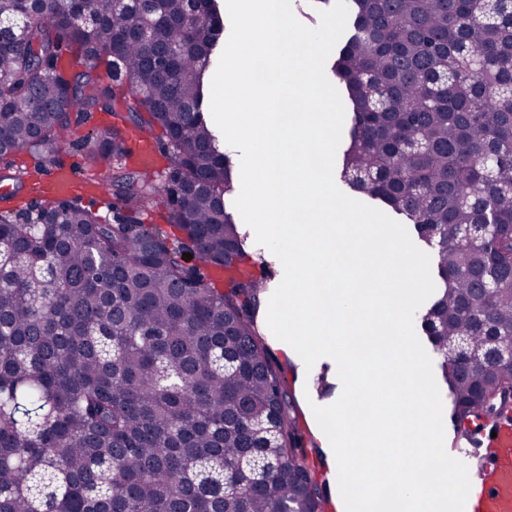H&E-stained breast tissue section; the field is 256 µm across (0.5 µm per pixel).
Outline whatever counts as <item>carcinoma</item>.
<instances>
[{
  "instance_id": "1",
  "label": "carcinoma",
  "mask_w": 512,
  "mask_h": 512,
  "mask_svg": "<svg viewBox=\"0 0 512 512\" xmlns=\"http://www.w3.org/2000/svg\"><path fill=\"white\" fill-rule=\"evenodd\" d=\"M352 2L332 65L352 112L339 180L432 249L421 328L454 421H480L512 389V356L468 365L448 347L512 336V0ZM151 8L0 0L15 24L0 37V163L55 155L63 88L71 112L114 118L86 144L120 207L161 198L172 228L67 200L0 213V512H323L254 320L271 274L246 261L233 163L204 115L218 6L187 24L185 0H161L150 37L133 34ZM121 122L161 129L162 180L128 170ZM474 224L479 249L461 243Z\"/></svg>"
}]
</instances>
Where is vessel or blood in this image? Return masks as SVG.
I'll use <instances>...</instances> for the list:
<instances>
[{"label":"vessel or blood","mask_w":512,"mask_h":512,"mask_svg":"<svg viewBox=\"0 0 512 512\" xmlns=\"http://www.w3.org/2000/svg\"><path fill=\"white\" fill-rule=\"evenodd\" d=\"M470 512H512V422H502L476 473Z\"/></svg>","instance_id":"1"}]
</instances>
